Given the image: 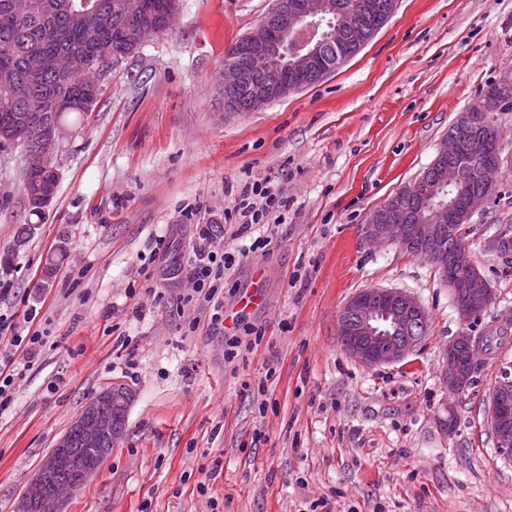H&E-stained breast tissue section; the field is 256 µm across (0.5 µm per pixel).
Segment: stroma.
<instances>
[{
    "label": "stroma",
    "instance_id": "1",
    "mask_svg": "<svg viewBox=\"0 0 512 512\" xmlns=\"http://www.w3.org/2000/svg\"><path fill=\"white\" fill-rule=\"evenodd\" d=\"M273 3L182 0L167 31L113 65L93 110L69 116L41 215L25 201L23 153L0 148V248L36 227L0 276V317L21 331L30 314L48 333L0 411V512H17L41 460L116 381L133 394L124 433L66 512H211L213 498L221 512H308L319 499L330 512H512V460L486 421L494 362L448 393L442 354L462 326L450 290L427 260L362 238L366 214L429 166L459 113L512 83V0H398L318 83L225 111L224 54ZM496 121V193L465 226L494 302L469 328L506 329L497 355L512 361V264L489 248L512 232V112ZM268 176L288 200L284 222L262 228L267 256L240 258L224 279L225 326L265 335L230 364L188 298L195 227L232 247L225 213ZM161 238L170 255L157 260ZM370 288L407 290L428 312L400 362L366 367L340 345L342 307ZM449 411L445 433L436 418Z\"/></svg>",
    "mask_w": 512,
    "mask_h": 512
}]
</instances>
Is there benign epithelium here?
<instances>
[{
  "instance_id": "benign-epithelium-1",
  "label": "benign epithelium",
  "mask_w": 512,
  "mask_h": 512,
  "mask_svg": "<svg viewBox=\"0 0 512 512\" xmlns=\"http://www.w3.org/2000/svg\"><path fill=\"white\" fill-rule=\"evenodd\" d=\"M377 7L375 0H353L341 9L344 22L336 24L331 19L336 12L331 0H275L243 49L257 68L256 85L247 96L250 108L302 88V84L288 80L290 75L312 69L320 71L322 78L328 75L330 70L320 67L324 47L335 42L346 46L363 16ZM241 85L233 78L231 65H226L220 93L230 111ZM511 109L499 106L492 111L484 107L471 114L466 131L449 132L434 159L440 182L461 189L470 175L483 183V190L466 193L459 204L435 208L427 222L410 215L399 224L390 223L397 199L412 201L430 194L429 182L420 177L369 212L362 227L371 244L394 243L434 265L450 289L464 324L487 311L494 295L465 247L451 249L449 245L460 238V224L469 222L493 197V176L485 177L483 173L500 167L501 134L494 112ZM63 135L60 126L41 129L38 146L28 153L29 165L43 171L50 169ZM427 321V310L413 294L396 288L367 289L353 295L340 311L338 337L350 357L374 367L399 362L414 351L422 337L409 335V328L423 331ZM487 356L480 338L461 328L444 349L440 372L444 387L455 395L464 393L479 362ZM496 368L487 419L499 454L508 459L512 458V362L501 361ZM131 400L127 387L114 384L86 402L27 483L19 512H63L61 506L69 490L65 480L72 477L84 483L94 477L110 452L105 442L110 439L115 443L123 435L121 424Z\"/></svg>"
}]
</instances>
